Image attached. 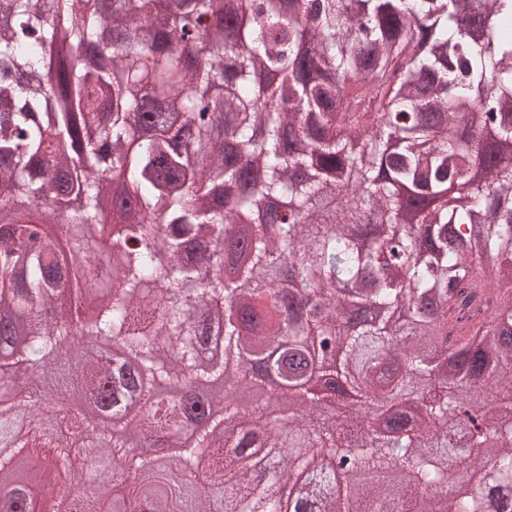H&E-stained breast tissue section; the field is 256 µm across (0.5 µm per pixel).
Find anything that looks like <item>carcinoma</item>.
Returning <instances> with one entry per match:
<instances>
[{
    "label": "carcinoma",
    "instance_id": "carcinoma-1",
    "mask_svg": "<svg viewBox=\"0 0 512 512\" xmlns=\"http://www.w3.org/2000/svg\"><path fill=\"white\" fill-rule=\"evenodd\" d=\"M0 16V372L81 331L125 339L138 379L48 365L68 390L111 378L146 407L162 378L208 399L223 381L211 427L158 443L221 444L222 480L191 488L144 448L150 480L122 502L283 512L305 471L319 512H512V0H0ZM271 195L287 205L244 232L252 261L197 283L199 245L223 255ZM276 282L317 305L285 323ZM220 341L240 366L209 354ZM330 345L340 376L315 363ZM313 380L368 409L325 418ZM50 397L65 402L0 401V448L57 474L73 448L30 408ZM283 402L286 438L263 423ZM64 419L101 461L126 457L121 422ZM248 448L288 449L281 472L256 483ZM107 491L0 479V512H40L47 492L102 512Z\"/></svg>",
    "mask_w": 512,
    "mask_h": 512
}]
</instances>
